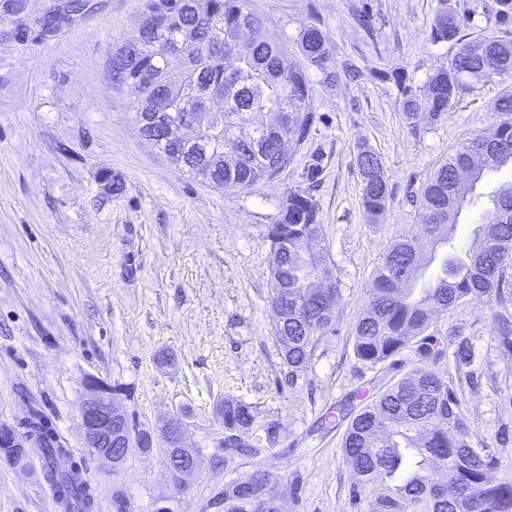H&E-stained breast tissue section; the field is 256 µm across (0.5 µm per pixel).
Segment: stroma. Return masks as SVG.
Masks as SVG:
<instances>
[{
  "instance_id": "stroma-1",
  "label": "stroma",
  "mask_w": 512,
  "mask_h": 512,
  "mask_svg": "<svg viewBox=\"0 0 512 512\" xmlns=\"http://www.w3.org/2000/svg\"><path fill=\"white\" fill-rule=\"evenodd\" d=\"M462 34H512L496 0H250L274 41L300 61L309 25L331 40L337 64L358 80L315 83L318 120L278 182L215 188L177 169L139 131L135 103L112 77V53L139 22V0H88V9L46 34L0 15V421L17 425L39 408L95 488L96 512H221L225 482L252 470L225 462L224 399L251 403L259 425L280 426L264 465L285 512H357L341 448L344 427L316 420L377 376L353 352L354 328L372 274L388 247L420 232L421 188L459 144L494 131V100L512 75L478 86L432 124L409 123L390 82L404 67L415 84L447 65L454 43L432 42L443 2ZM368 13L370 30L357 24ZM384 163L389 198L367 220L356 167L360 146ZM319 204L316 256L333 263L340 299L332 331L292 387L269 304L270 243L284 199ZM512 267L482 303L436 315L430 331L449 351L469 340V364L443 369L474 437L501 455L512 478ZM119 389L132 424L172 416L201 466L175 485L162 448L132 449L112 469L83 448L78 404L87 376ZM40 448L26 463L0 462V512H60L43 478Z\"/></svg>"
}]
</instances>
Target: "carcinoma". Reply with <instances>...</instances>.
<instances>
[{"label": "carcinoma", "instance_id": "cac0c4a2", "mask_svg": "<svg viewBox=\"0 0 512 512\" xmlns=\"http://www.w3.org/2000/svg\"><path fill=\"white\" fill-rule=\"evenodd\" d=\"M251 28L248 51L238 49V32ZM461 21L446 5L431 26L434 42L460 47L448 65L430 73L416 88L404 69L380 71L394 84L405 119L427 113L439 122L482 82L512 74V39L489 35L459 37ZM299 47L307 67L322 82L340 74L329 37L316 26L304 28ZM112 74L136 97V112L155 110L165 119L146 125L143 134L175 165L189 174L208 172L206 182L224 188H250L280 179L295 155L282 145L300 148L315 123L314 86L290 60L288 48L266 38L262 18L249 0H141V21L112 55ZM499 118L496 143L482 146L477 137L456 149L428 177L421 192L422 235L448 252L439 256V272L429 287L415 288L427 254L412 238L395 242L378 266L367 290V307L354 329V354L375 368L412 347L419 366L398 381L382 384L376 396L354 412L342 439L343 455L353 469L350 496L355 506L370 499V512H512V481L497 476L496 452L472 440L460 401L445 373L420 367L448 357L444 337L427 333L434 314L471 302H483L500 287L512 266V180L491 192L483 182L491 172L512 169V94L493 104ZM179 122L185 144L170 139L167 121ZM248 123L260 138L244 140L232 129ZM356 165L361 203L372 219L388 201L381 157L361 147ZM467 208L481 210L474 235L482 240L460 255L439 234L438 218L459 223ZM322 235L319 205L310 194L288 197L267 237L271 271L270 306L283 322L276 338L288 367V385L308 368L320 338L331 330L333 312L309 287L321 278L339 287L331 262L307 254L309 240ZM224 426V461L255 458L279 439L270 423L255 432L257 414L246 402L227 399L219 412ZM42 448L45 477L62 512H96L97 495L82 468L64 445L53 423L34 408L27 421ZM445 473L454 488L448 498L434 481ZM272 474L257 468L224 484V512H272L260 490Z\"/></svg>", "mask_w": 512, "mask_h": 512}]
</instances>
